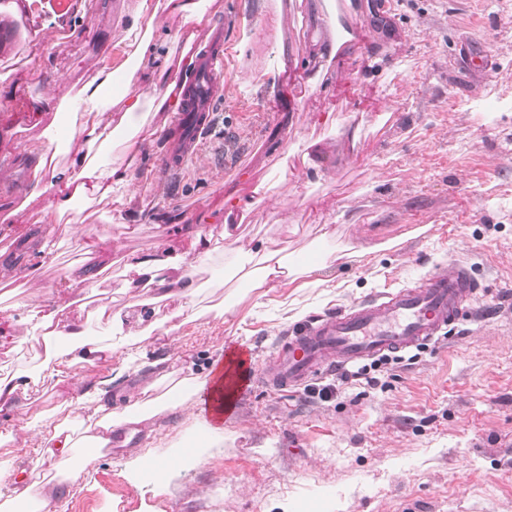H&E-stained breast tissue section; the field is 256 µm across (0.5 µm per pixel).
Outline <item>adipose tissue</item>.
Here are the masks:
<instances>
[{
  "mask_svg": "<svg viewBox=\"0 0 512 512\" xmlns=\"http://www.w3.org/2000/svg\"><path fill=\"white\" fill-rule=\"evenodd\" d=\"M208 0H141L131 22L123 28V40L129 48V65L124 69L102 67L81 86H67L56 91L60 107L72 114L67 151L56 149L59 140L56 129L46 131V142L29 143V152L39 154L34 170L35 181L48 180L56 188L54 208L58 216L69 223H81L83 209L96 201L111 198L127 185L128 170L124 164L129 152L139 151L142 133L153 117L177 105L181 90L170 80L172 62L191 64L188 55H173L161 33L169 20H180L182 25L201 24L207 14ZM338 18L330 10L322 9L315 16L316 37L314 51L305 66L312 70L311 81L323 86L332 61L343 44L356 41L354 33L339 35ZM148 81L152 95L138 93L141 81ZM234 261L255 263V287L298 274L300 268L282 249L258 247L244 249L240 237H232L227 248ZM208 259L207 254L193 257L174 255L165 243H157L148 255H124V269L128 275L127 288L158 286L159 301L174 300L177 312L189 317L199 311L203 286L195 278L196 270ZM99 315L107 316L110 337L94 336L85 323L66 322L59 309L46 308L41 302L29 304V318L40 332L44 345V360L51 363L68 356L71 363H92L120 354L124 343L120 333H129L141 341L150 340L157 322L139 315L128 317L109 314L107 305H100ZM162 330V329H159ZM164 337L175 335V327L162 330ZM205 383L198 378H175L169 375L155 380L150 389L151 398L131 399L123 408L108 403H96L97 435L90 437L84 448L85 462L100 457V448L112 438L117 427L139 424L162 411H196L201 401L199 393ZM188 448H176L170 453L155 456L134 454L125 461V470L132 486H145V474L150 467L162 466L165 478H172L178 462L191 456Z\"/></svg>",
  "mask_w": 512,
  "mask_h": 512,
  "instance_id": "obj_1",
  "label": "adipose tissue"
}]
</instances>
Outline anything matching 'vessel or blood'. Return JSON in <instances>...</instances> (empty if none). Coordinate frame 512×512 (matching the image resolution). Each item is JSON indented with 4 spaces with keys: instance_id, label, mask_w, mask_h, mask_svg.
<instances>
[{
    "instance_id": "vessel-or-blood-1",
    "label": "vessel or blood",
    "mask_w": 512,
    "mask_h": 512,
    "mask_svg": "<svg viewBox=\"0 0 512 512\" xmlns=\"http://www.w3.org/2000/svg\"><path fill=\"white\" fill-rule=\"evenodd\" d=\"M224 27L210 28L207 45L197 54L172 133L158 160L155 177L167 181L188 158L199 154L224 94ZM482 287L467 265L456 262L435 269L413 285L381 293L315 317L294 328L265 367L253 370L249 356L232 360L229 377H261L278 391L297 388L308 379L425 345L467 314V304Z\"/></svg>"
}]
</instances>
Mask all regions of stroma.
Instances as JSON below:
<instances>
[{
  "label": "stroma",
  "mask_w": 512,
  "mask_h": 512,
  "mask_svg": "<svg viewBox=\"0 0 512 512\" xmlns=\"http://www.w3.org/2000/svg\"><path fill=\"white\" fill-rule=\"evenodd\" d=\"M138 0H8L0 25L22 19L16 44L0 41V295L11 304L0 329L19 338L0 348V375L38 365L43 346L23 323L33 289L41 301L86 320L103 303L138 312L149 290L125 287L121 257L166 239L177 254L212 250L201 271L205 302L223 304L184 323L175 343L147 344L138 372L120 358L61 364L36 392L0 406V490L48 471L42 429L90 413L79 394L128 393L163 373L205 378L227 348L261 366L295 323L413 284L440 265L467 263L484 293L480 320L351 380L328 399L311 396L318 376L288 392L252 381L225 409L220 435L199 461L179 465L154 493L126 479L129 453L194 447L200 423L172 413L141 424L125 447L88 466L72 461L56 512H512V0H349L340 13L359 47L334 65L327 89L303 64L312 50V0H281L280 37L267 35L271 0H212L205 24L231 20L224 96L204 145L167 184L153 182L170 126L129 168L123 201L83 212L79 230L60 220L53 189L33 194L25 150L63 114L39 111L54 79L83 82L121 68V30ZM471 56L485 67H470ZM494 110H487V101ZM360 127L358 141L347 131ZM27 208H20L22 199ZM238 215L244 241L288 248L322 273L270 282L259 291L225 279L224 218ZM11 223H2V216ZM204 225L196 241L192 225ZM58 246L39 263L45 238ZM395 248L378 249L386 239ZM82 262L104 273L90 297L69 287Z\"/></svg>",
  "instance_id": "obj_1"
}]
</instances>
